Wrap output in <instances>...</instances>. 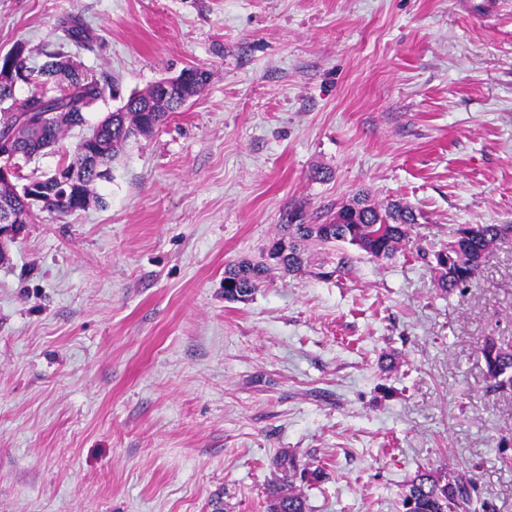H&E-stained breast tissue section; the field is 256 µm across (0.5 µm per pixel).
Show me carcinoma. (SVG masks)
Masks as SVG:
<instances>
[{
	"label": "carcinoma",
	"mask_w": 512,
	"mask_h": 512,
	"mask_svg": "<svg viewBox=\"0 0 512 512\" xmlns=\"http://www.w3.org/2000/svg\"><path fill=\"white\" fill-rule=\"evenodd\" d=\"M42 70L47 81L60 87L62 95L33 94L27 97V103L34 112L67 109L63 125L51 131V142L56 144L64 131L84 125V107L92 103L101 90L97 79L69 67L53 54L48 55ZM190 71L200 73L201 83L183 88L177 104L158 99L152 87L146 93L128 99L118 121L92 130L96 142L107 152L106 159L115 157L128 144L131 129L144 125L159 127L169 114L201 91L210 73L198 67H192ZM0 137L27 141L30 133L14 116L0 111ZM416 221L417 216L409 206L393 202L384 208L378 207L368 203L364 193L353 203L340 207L325 224H293L288 218L280 225L277 238L279 242L288 241V248L276 255L269 251L255 261L245 260L227 266L224 283L228 288L224 289V298L236 302L235 293L241 291L252 296L273 267L287 273L299 271L304 264V255L314 247L348 243L372 259L392 258L408 241L411 226ZM509 236H512V224H467L457 228L452 239L455 247L434 254L439 290L448 293L466 287L488 250ZM481 354L493 389L512 393V341L488 338ZM472 487V479L464 473L450 472L441 476L419 470L403 485L400 497L404 512H471ZM266 509L267 512H306L305 498L295 488L292 475H287L282 484L268 489Z\"/></svg>",
	"instance_id": "obj_1"
}]
</instances>
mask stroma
<instances>
[{"label":"stroma","mask_w":512,"mask_h":512,"mask_svg":"<svg viewBox=\"0 0 512 512\" xmlns=\"http://www.w3.org/2000/svg\"><path fill=\"white\" fill-rule=\"evenodd\" d=\"M18 44L105 86L26 181L130 96L211 78L96 203L35 207L5 246L0 512H266L284 453L324 472L308 512H403L424 469L512 512V394L480 353L512 340V239L464 290L432 270L457 227L512 224V0H0ZM361 190L417 214L395 258L316 248L225 300L288 212L322 223Z\"/></svg>","instance_id":"obj_1"}]
</instances>
